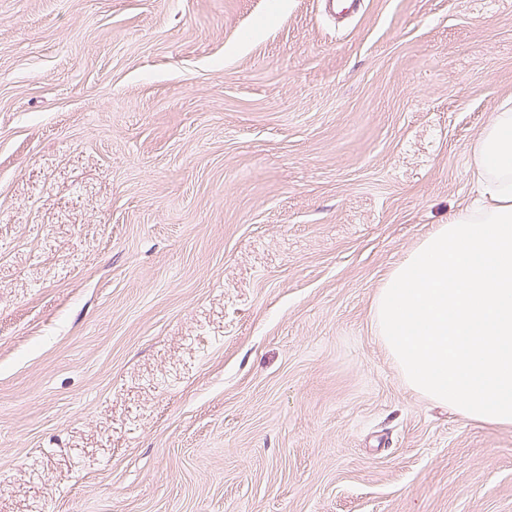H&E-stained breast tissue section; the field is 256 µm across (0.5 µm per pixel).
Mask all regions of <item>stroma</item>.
Segmentation results:
<instances>
[{
  "instance_id": "stroma-1",
  "label": "stroma",
  "mask_w": 512,
  "mask_h": 512,
  "mask_svg": "<svg viewBox=\"0 0 512 512\" xmlns=\"http://www.w3.org/2000/svg\"><path fill=\"white\" fill-rule=\"evenodd\" d=\"M509 96L512 0H0V512H512L372 318Z\"/></svg>"
}]
</instances>
